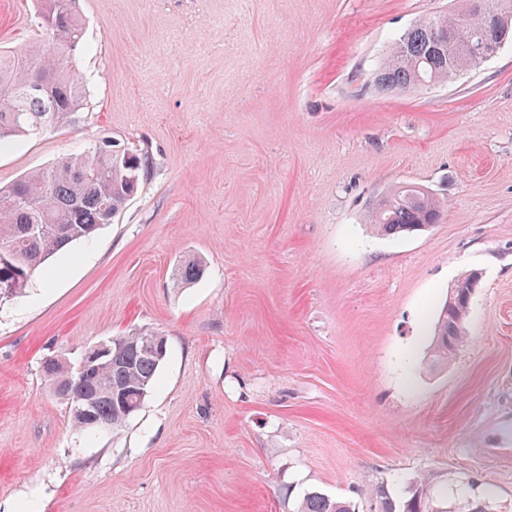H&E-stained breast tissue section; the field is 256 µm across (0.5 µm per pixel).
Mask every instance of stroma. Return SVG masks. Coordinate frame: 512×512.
<instances>
[{
    "mask_svg": "<svg viewBox=\"0 0 512 512\" xmlns=\"http://www.w3.org/2000/svg\"><path fill=\"white\" fill-rule=\"evenodd\" d=\"M453 0H75L82 121L0 147V186L149 147L138 194L0 301V512H375L420 474L447 512H512V41L442 85L381 90L396 38ZM0 0V48L36 36ZM405 182L441 223L377 235ZM201 260L194 283L174 281ZM469 339L432 363L458 276ZM147 328L141 409L87 434L43 373ZM300 512H350L349 505L341 501H332L323 494H306Z\"/></svg>",
    "mask_w": 512,
    "mask_h": 512,
    "instance_id": "1",
    "label": "stroma"
}]
</instances>
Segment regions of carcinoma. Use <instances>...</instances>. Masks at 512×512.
Wrapping results in <instances>:
<instances>
[{"label":"carcinoma","instance_id":"cac0c4a2","mask_svg":"<svg viewBox=\"0 0 512 512\" xmlns=\"http://www.w3.org/2000/svg\"><path fill=\"white\" fill-rule=\"evenodd\" d=\"M73 0H37L38 40L24 51L0 50V145L16 136L37 135L73 126L85 102V88L76 68L84 49V23ZM455 42L438 51L432 30L448 15L422 20L394 43L375 74V81L391 88H410L446 82L475 67L470 57L455 52V43L479 41L487 16L497 17L500 32L512 38V0H457ZM151 164L149 149L119 148L112 137H97L93 150L69 155L47 169L32 171L0 188V298L3 285L16 295L49 258L75 241H89L112 223L138 193ZM442 202L414 183H406L385 197L370 213V223L386 236L423 230L441 222ZM203 274L199 260L180 265L176 280L191 283ZM478 273L462 274L442 305L433 336L431 358L445 364L468 339L465 321ZM160 340L158 354H146L144 341ZM110 361L89 364L79 380L59 360L45 362L44 373L54 393L66 399L73 387L95 395L100 428L121 426L142 406L167 354L159 333L138 330L109 341ZM378 512H442L425 475L415 479L400 498L382 486L371 489ZM300 512H350L349 505L323 494H306Z\"/></svg>","mask_w":512,"mask_h":512}]
</instances>
